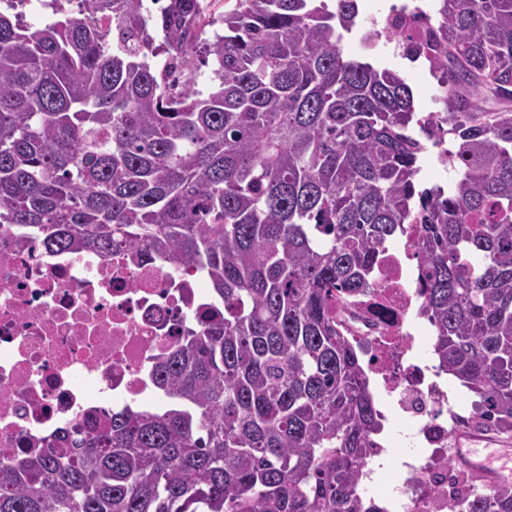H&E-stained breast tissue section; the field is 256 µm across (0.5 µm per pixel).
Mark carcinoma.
I'll return each instance as SVG.
<instances>
[{"instance_id":"cac0c4a2","label":"carcinoma","mask_w":512,"mask_h":512,"mask_svg":"<svg viewBox=\"0 0 512 512\" xmlns=\"http://www.w3.org/2000/svg\"><path fill=\"white\" fill-rule=\"evenodd\" d=\"M225 4L210 39L201 0H77L36 29L0 11V224L197 266L224 301L158 362L161 408L0 464V512H375L358 480L381 425L336 306L396 236L426 267L439 369L512 423V109L475 102L512 100V0H437L418 46L447 191L417 182L441 121L416 138L401 74L342 47L359 0ZM465 512H512V486ZM446 144L447 142L445 141V135H442L440 143L433 146L439 149L437 154L434 156L435 166L440 173L446 175V177L448 176L449 184L452 181V178L454 179L455 177L454 171H452L450 166H448V148H453L454 145V141L451 135H448V147H445ZM431 149L432 147L430 146L429 149L421 155L419 162L421 168L419 178L421 182L426 186H431L435 185V183H438L444 185V187L447 189L448 184L433 169V154L430 151Z\"/></svg>"}]
</instances>
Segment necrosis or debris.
<instances>
[{"instance_id":"necrosis-or-debris-1","label":"necrosis or debris","mask_w":512,"mask_h":512,"mask_svg":"<svg viewBox=\"0 0 512 512\" xmlns=\"http://www.w3.org/2000/svg\"><path fill=\"white\" fill-rule=\"evenodd\" d=\"M357 37L365 53L394 49V27L426 38L432 0H365ZM410 244L386 250L376 288L336 307V323L365 359L381 421L408 452L400 483L377 495L383 512H458L476 493L448 464L457 439L502 435L483 411L462 407L422 351L424 272ZM206 274L127 252L60 251L0 224V462L49 448L57 430L90 431L94 416L152 397L155 367L187 331L218 309Z\"/></svg>"}]
</instances>
